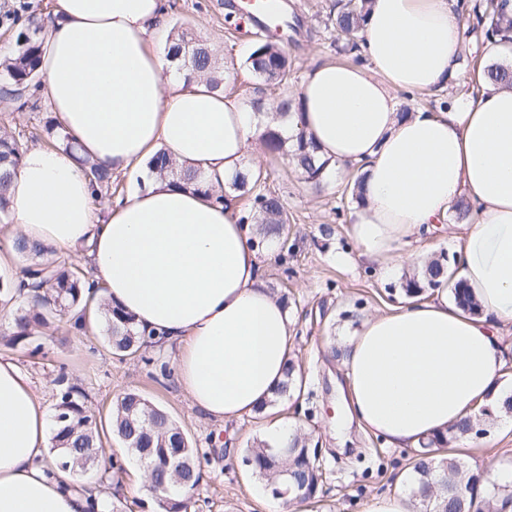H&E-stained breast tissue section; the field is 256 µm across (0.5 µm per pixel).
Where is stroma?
I'll return each instance as SVG.
<instances>
[{"label": "stroma", "mask_w": 512, "mask_h": 512, "mask_svg": "<svg viewBox=\"0 0 512 512\" xmlns=\"http://www.w3.org/2000/svg\"><path fill=\"white\" fill-rule=\"evenodd\" d=\"M238 0H166L168 20L175 30H185L217 48L226 65L223 89L227 95L247 102L257 82L244 66L255 43V27L238 14ZM302 28L295 40L282 47L292 62V75L284 90L295 94L309 63L336 60L335 34L326 23L332 0H287ZM462 76L438 93L396 92L400 111L424 108L440 111L456 97H468L472 62L483 45L480 36L464 38ZM36 106L0 96V127L23 133H44L52 115L43 92H36ZM248 165L260 168L266 188L278 196L289 218L287 258L262 256L265 281L283 298L293 320V359L306 376L307 395L273 404L267 416H247L232 421L209 418L191 404L174 380L159 383L161 368H173L174 350L151 346V364L136 358L112 355L101 327L78 335L53 327L40 331L35 342L6 345L12 331L15 309L0 302V354L13 357L28 372L47 409L57 404L54 379L66 368L73 383L86 395L90 414L104 432L106 453L123 462V469L107 473L98 490L119 485L122 512H159L152 494L141 489L142 464L122 442L110 435L109 415L113 402L135 390L162 407L183 429L202 462V480L191 498L190 512H268L269 490L264 479L242 464L247 448L254 446L267 422L289 421L317 442L323 482L303 512H365L371 497L397 488V477L407 467L411 449L393 448L356 422L337 425L335 407L345 383L344 367L337 353L363 321L400 305L410 280H422L420 266L398 268L382 279L367 269L358 249L347 235L349 216L357 206L352 196L351 170L329 169L321 190L312 189L287 157L249 154ZM461 461L467 470H482L486 460L512 468V420L501 416L486 425L485 434L465 441ZM373 464L372 472L357 466V455Z\"/></svg>", "instance_id": "obj_1"}]
</instances>
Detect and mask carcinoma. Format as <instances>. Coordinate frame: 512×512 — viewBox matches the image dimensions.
Wrapping results in <instances>:
<instances>
[{
	"instance_id": "1",
	"label": "carcinoma",
	"mask_w": 512,
	"mask_h": 512,
	"mask_svg": "<svg viewBox=\"0 0 512 512\" xmlns=\"http://www.w3.org/2000/svg\"><path fill=\"white\" fill-rule=\"evenodd\" d=\"M370 0H335L327 22L336 33V51L354 56L361 41V30ZM482 14L478 22L483 24L485 40L501 37L512 41V18L504 14L503 5L497 0H483ZM171 59L183 70L203 80L213 89L224 83V67L220 54L214 48L193 40L189 33L176 34ZM40 64L39 44L31 37L20 41L17 53L0 61V71L5 84L15 90V96L24 97V91L31 85L41 84L38 71ZM245 67L265 88H276L288 83L290 64L285 52L267 34L262 35L245 60ZM488 74L495 82L512 87V66L492 64ZM265 153L271 157L280 155L291 158L296 170L304 179L319 187L329 161L320 160L311 142L299 134L293 149H288V140L279 131L267 126L260 135ZM27 150V137L12 131H0V214L10 210L9 186L15 170ZM86 176L90 177L96 196L112 188V173L88 160H80ZM151 168L162 177H170L175 183L205 194L210 193L201 173L180 166L165 151H158L150 161ZM266 176L257 171L252 177L237 175L228 181V188L240 195H249L248 213L240 217L242 224H255L263 235L275 234L285 239L288 213L280 198L261 189ZM15 255L28 261L39 257L44 247L31 244L23 237L13 241ZM449 260L438 257L431 260L424 269L428 286H433L446 276ZM23 274L32 279L31 287L36 294L28 298L13 293V284H0V295L16 305L13 332L9 342L14 344L31 339L35 332L51 325L58 316L70 318L69 331L81 334L88 330L86 317L88 309H94L97 317L105 322V341L112 354L119 357L135 355L153 344L150 337L140 334L135 327L132 314L110 307L104 299L92 301L85 296L86 276L82 269L59 257L41 264L38 268L28 267ZM451 293L455 303L465 312H476L478 305L471 300L467 289L459 282L453 285ZM303 373L294 362H289L286 380L277 395L288 397L293 390L303 385ZM57 387L60 415L65 420L54 423L52 451L54 465L62 472L83 469L82 463L90 454L102 455V441L97 426L85 407L86 396L71 383L64 372L54 380ZM512 413V395L502 401L482 406L479 411L454 425L446 435L434 436L414 449L410 468L416 476L413 496L433 505L430 512H498L495 502L497 489L479 495L482 473L470 472L454 458H441L439 451L452 440L475 438L474 431L484 429L487 421L498 414ZM112 434L120 439L147 438L153 445L151 465L147 466L148 480L159 486L177 487L178 491L157 499L161 512H182L187 508L183 495L191 494L202 479L198 450L186 445L181 448L178 463L168 465L162 459L170 452L174 440L183 433L180 425L159 406L153 404L137 391L125 393L116 400L111 415ZM319 448L311 446V439L298 434L294 438L287 456L270 453L263 443L246 450L244 458L251 461L254 473L266 479L271 491L287 485L291 494L308 500L318 492L321 469L317 464Z\"/></svg>"
}]
</instances>
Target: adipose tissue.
Here are the masks:
<instances>
[{
	"label": "adipose tissue",
	"mask_w": 512,
	"mask_h": 512,
	"mask_svg": "<svg viewBox=\"0 0 512 512\" xmlns=\"http://www.w3.org/2000/svg\"><path fill=\"white\" fill-rule=\"evenodd\" d=\"M463 0H371L363 62L318 61L281 132H305L320 158L358 169L349 237L389 277L407 248L446 223L460 201L458 277L470 315L440 282L364 321L347 342L342 398L351 419L398 448L447 433L502 397L512 326V89L487 65L512 63V42H489L471 78L476 98L435 114H401L394 93H434L460 72ZM38 37L48 104L79 155L34 148L10 187L18 234L86 265L139 330L176 348L175 377L193 406L219 421L267 410L293 345L287 306L265 282L257 228L235 205L174 185L147 166L166 149L221 189L245 173L259 115L175 72L166 0H56ZM140 172L144 186L107 209L80 159ZM50 420L30 376L0 355V512H89L93 479L71 486L47 457Z\"/></svg>",
	"instance_id": "obj_1"
}]
</instances>
